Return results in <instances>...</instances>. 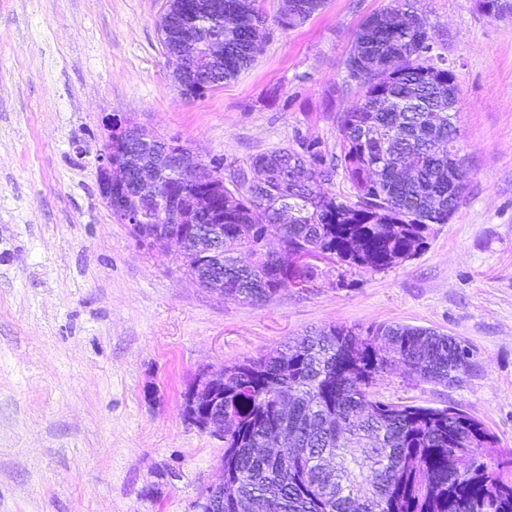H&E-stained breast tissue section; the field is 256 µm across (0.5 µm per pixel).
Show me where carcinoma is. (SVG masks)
I'll return each instance as SVG.
<instances>
[{
    "mask_svg": "<svg viewBox=\"0 0 512 512\" xmlns=\"http://www.w3.org/2000/svg\"><path fill=\"white\" fill-rule=\"evenodd\" d=\"M173 0L159 24L192 25L224 36L211 87L235 78L268 35L264 0H224V12L189 13ZM324 0H282L277 24L302 25ZM166 58L197 66L202 45L161 37ZM430 25L410 0H389L366 17L329 97L351 99L336 115L339 151L300 142L234 170L224 196L187 209L202 227L224 218V265L194 271L224 298L272 300L317 267L290 270L266 249L278 238L290 253L322 254L354 269L381 271L418 255L433 224H446L466 186L458 130L448 108L456 76ZM351 195L338 196L337 176ZM162 182L133 191L162 193ZM251 261L240 264L237 254ZM415 381L454 386L477 363L464 341L402 323L330 325L283 348L224 366V512H512V480L484 457L494 437L453 407L386 402L372 392L395 366ZM280 434L294 443L268 455L254 449Z\"/></svg>",
    "mask_w": 512,
    "mask_h": 512,
    "instance_id": "cac0c4a2",
    "label": "carcinoma"
}]
</instances>
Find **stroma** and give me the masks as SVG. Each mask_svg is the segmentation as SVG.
Returning a JSON list of instances; mask_svg holds the SVG:
<instances>
[{
	"instance_id": "obj_1",
	"label": "stroma",
	"mask_w": 512,
	"mask_h": 512,
	"mask_svg": "<svg viewBox=\"0 0 512 512\" xmlns=\"http://www.w3.org/2000/svg\"><path fill=\"white\" fill-rule=\"evenodd\" d=\"M164 0H0V512H193L224 441L189 425L182 393L332 324L405 323L464 340L457 386L378 376L386 400L453 406L512 456V16L480 0H413L457 83L467 186L414 258L380 272L323 264L264 304L199 287L176 247L115 222L97 182L102 118L120 113L204 160L244 166L300 140L337 150L328 99L362 20L388 0H325L269 33L252 65L198 98L175 86Z\"/></svg>"
}]
</instances>
